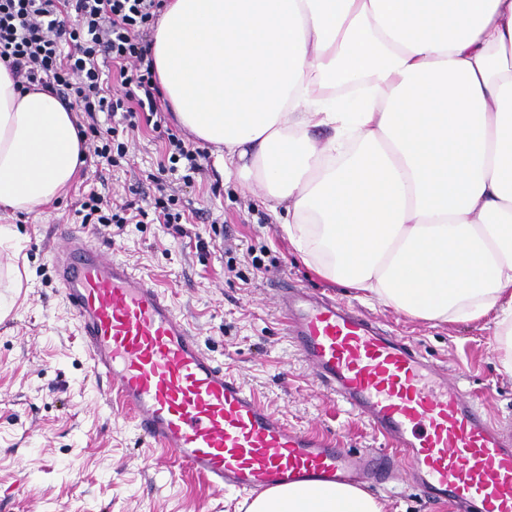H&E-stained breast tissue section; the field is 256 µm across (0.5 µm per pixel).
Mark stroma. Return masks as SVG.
Segmentation results:
<instances>
[{
    "instance_id": "1",
    "label": "stroma",
    "mask_w": 512,
    "mask_h": 512,
    "mask_svg": "<svg viewBox=\"0 0 512 512\" xmlns=\"http://www.w3.org/2000/svg\"><path fill=\"white\" fill-rule=\"evenodd\" d=\"M130 164L87 162L66 192L31 212L0 210V512H246V499L214 493L174 453L142 447L130 414L94 378L76 321L56 284L46 232L80 224L90 191L148 205L149 176L165 153L151 127L129 137ZM180 195L186 223L87 225L104 247L156 280L226 368L238 371L261 402L293 426L336 435L347 448H375L378 434L335 395L317 388L291 347L271 299L288 277L309 292L360 308L447 367L460 388L512 426V370L504 367L493 317L468 324L410 319L353 289L318 277L293 250L258 185L240 181L214 146ZM235 272H228V258ZM261 258L255 269L253 258ZM387 512H455L412 483L374 489Z\"/></svg>"
}]
</instances>
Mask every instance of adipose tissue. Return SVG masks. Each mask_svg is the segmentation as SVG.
Masks as SVG:
<instances>
[{
    "label": "adipose tissue",
    "instance_id": "adipose-tissue-1",
    "mask_svg": "<svg viewBox=\"0 0 512 512\" xmlns=\"http://www.w3.org/2000/svg\"><path fill=\"white\" fill-rule=\"evenodd\" d=\"M152 57L320 278L414 320L494 317L512 369V0H168ZM81 153L72 110L0 63V209L57 198ZM247 512L384 507L306 482Z\"/></svg>",
    "mask_w": 512,
    "mask_h": 512
}]
</instances>
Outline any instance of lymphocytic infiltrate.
I'll return each mask as SVG.
<instances>
[{
    "instance_id": "lymphocytic-infiltrate-1",
    "label": "lymphocytic infiltrate",
    "mask_w": 512,
    "mask_h": 512,
    "mask_svg": "<svg viewBox=\"0 0 512 512\" xmlns=\"http://www.w3.org/2000/svg\"><path fill=\"white\" fill-rule=\"evenodd\" d=\"M163 6L164 0H0V63L23 89L41 87L83 112L88 124L81 135L92 162L120 166L129 152V130L142 123L158 133L164 127L148 39ZM108 66L120 74V96L108 94ZM102 113L108 123L99 121ZM167 140L154 178V211L163 223L178 224L185 210L167 179L192 181L205 153L189 149L175 135ZM82 208L86 224L134 219L132 203L117 205L95 191Z\"/></svg>"
}]
</instances>
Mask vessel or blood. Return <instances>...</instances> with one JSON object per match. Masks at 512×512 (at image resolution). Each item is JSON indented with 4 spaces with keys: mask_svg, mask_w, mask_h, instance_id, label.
<instances>
[{
    "mask_svg": "<svg viewBox=\"0 0 512 512\" xmlns=\"http://www.w3.org/2000/svg\"><path fill=\"white\" fill-rule=\"evenodd\" d=\"M56 281L93 376L106 378L148 445L221 492L301 482L382 487L408 478L462 512H512V429L465 397L445 367L382 325L280 279L274 303L320 389L384 439L341 447L264 408L203 347L169 295L69 224H53Z\"/></svg>",
    "mask_w": 512,
    "mask_h": 512,
    "instance_id": "1",
    "label": "vessel or blood"
}]
</instances>
